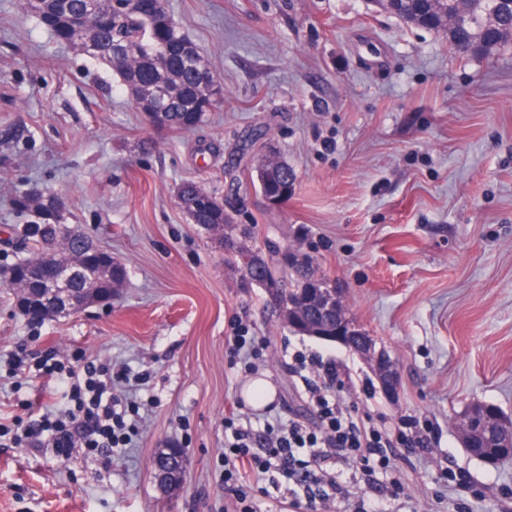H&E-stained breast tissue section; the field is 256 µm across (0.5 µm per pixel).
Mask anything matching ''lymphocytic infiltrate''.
<instances>
[{"instance_id":"f902f5d3","label":"lymphocytic infiltrate","mask_w":512,"mask_h":512,"mask_svg":"<svg viewBox=\"0 0 512 512\" xmlns=\"http://www.w3.org/2000/svg\"><path fill=\"white\" fill-rule=\"evenodd\" d=\"M266 349L263 338L248 335L246 325H237L230 355L242 374L258 371ZM289 368L294 376L308 381L319 426L312 430L269 412L258 431L225 419L224 486L234 499L235 512H256L257 497L272 489L286 490L296 512H314L318 500L344 491L328 469L337 458L350 460L364 484L383 501L400 500L405 488L396 477V451L424 447L426 425L417 419L395 423L359 419L335 392V371L314 354L294 352ZM45 372L68 387L74 407L64 413L47 411L14 437V445L39 444L46 432L55 453L62 456L76 446L107 453L131 443L138 429L139 408L113 392L110 363L57 362L46 366Z\"/></svg>"}]
</instances>
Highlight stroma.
Returning a JSON list of instances; mask_svg holds the SVG:
<instances>
[{
    "label": "stroma",
    "instance_id": "stroma-1",
    "mask_svg": "<svg viewBox=\"0 0 512 512\" xmlns=\"http://www.w3.org/2000/svg\"><path fill=\"white\" fill-rule=\"evenodd\" d=\"M224 88L188 132L155 129L112 69L56 43L19 0H0V269L26 222L9 200L37 188L63 201L72 229L127 267L111 304L34 323L0 281V366L85 355L129 366L140 403L129 448L0 447V512H232L224 420L263 407L230 367L236 321L267 342L260 377L276 414L316 427L287 351L335 362L360 415L429 419L428 451H398L403 512H512V461L461 448L454 421L472 403L512 416V47L491 60L367 0H167ZM151 142L141 152L142 142ZM276 153L295 190L269 207L254 168ZM204 184L240 224L299 245L342 288L357 324L395 360L386 396L350 349L289 332L267 289L177 202ZM43 374L0 376V423L67 408ZM186 453L179 491L154 474L159 449Z\"/></svg>",
    "mask_w": 512,
    "mask_h": 512
}]
</instances>
